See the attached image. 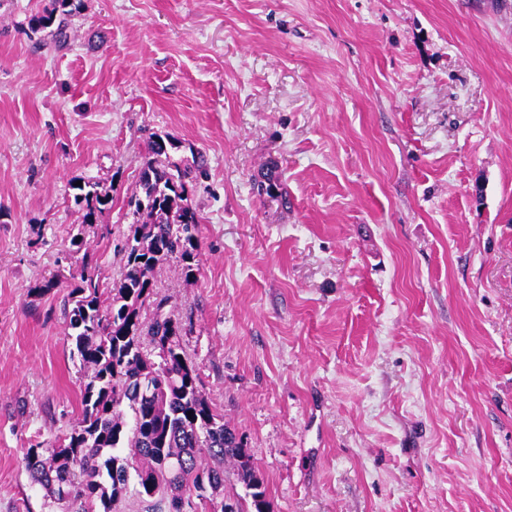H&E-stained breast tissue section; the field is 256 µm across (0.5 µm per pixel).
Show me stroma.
Instances as JSON below:
<instances>
[{"instance_id":"35a3bbf8","label":"stroma","mask_w":512,"mask_h":512,"mask_svg":"<svg viewBox=\"0 0 512 512\" xmlns=\"http://www.w3.org/2000/svg\"><path fill=\"white\" fill-rule=\"evenodd\" d=\"M73 4L57 49L0 0V512H47L22 448L86 381L37 286L78 235L119 282L154 134L207 161L155 288L271 512H512V0ZM76 191L72 196L74 208L81 212L82 224L93 226L112 202V196L98 189L95 183H84L73 187Z\"/></svg>"}]
</instances>
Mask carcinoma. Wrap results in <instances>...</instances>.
<instances>
[{
  "label": "carcinoma",
  "mask_w": 512,
  "mask_h": 512,
  "mask_svg": "<svg viewBox=\"0 0 512 512\" xmlns=\"http://www.w3.org/2000/svg\"><path fill=\"white\" fill-rule=\"evenodd\" d=\"M71 0H53L36 19L53 28L54 43L70 39ZM138 188L129 197L134 224L124 244V271L108 306L91 254L82 257L80 280L69 285L67 337L70 356L87 374L82 412L69 431L23 449L31 481L45 490L50 512H119L133 497L143 512H173L183 496H195V512H269L264 480L248 449L203 393L194 362L183 349L181 325L163 312L154 273L180 263L184 279L199 271L200 216L188 196V179L205 171L203 155L192 163L171 159L160 136L149 144ZM261 189L288 206L275 168ZM74 208L91 227L112 202L95 183L74 187ZM153 308L150 322L142 317ZM231 464L240 495L226 488Z\"/></svg>",
  "instance_id": "cac0c4a2"
}]
</instances>
